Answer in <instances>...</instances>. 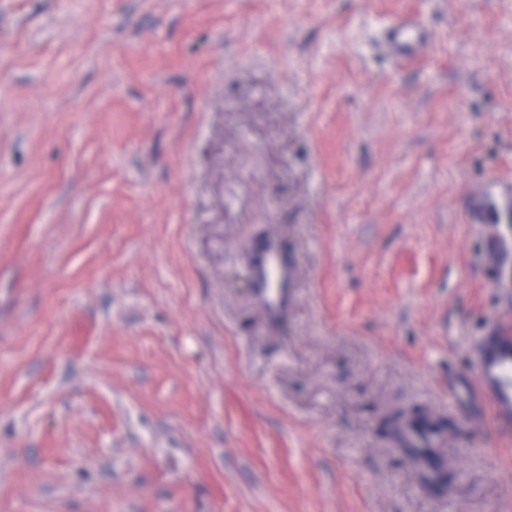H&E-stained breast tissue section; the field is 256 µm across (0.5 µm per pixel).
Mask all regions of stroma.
Here are the masks:
<instances>
[{"mask_svg":"<svg viewBox=\"0 0 512 512\" xmlns=\"http://www.w3.org/2000/svg\"><path fill=\"white\" fill-rule=\"evenodd\" d=\"M507 184L512 0H0V512H512ZM430 41L427 29L413 16L395 20L389 27L386 37L388 51L409 60L422 56ZM252 275L255 294L267 315L279 318L288 310L295 271L275 239L265 241L256 253ZM480 386L490 394L496 416H512V357L503 355L490 363Z\"/></svg>","mask_w":512,"mask_h":512,"instance_id":"stroma-1","label":"stroma"}]
</instances>
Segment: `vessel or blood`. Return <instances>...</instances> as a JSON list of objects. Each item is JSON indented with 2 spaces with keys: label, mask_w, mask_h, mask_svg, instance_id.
Instances as JSON below:
<instances>
[{
  "label": "vessel or blood",
  "mask_w": 512,
  "mask_h": 512,
  "mask_svg": "<svg viewBox=\"0 0 512 512\" xmlns=\"http://www.w3.org/2000/svg\"><path fill=\"white\" fill-rule=\"evenodd\" d=\"M430 41L427 29L413 16L395 20L386 37L388 51L409 60L422 56ZM252 275L255 294L267 315L279 318L288 309L295 271L276 240H267L260 247ZM481 387L490 394L496 416H512V357L504 355L490 363Z\"/></svg>",
  "instance_id": "obj_1"
}]
</instances>
